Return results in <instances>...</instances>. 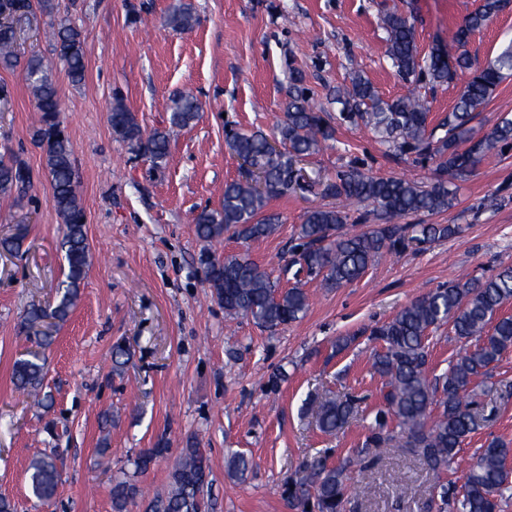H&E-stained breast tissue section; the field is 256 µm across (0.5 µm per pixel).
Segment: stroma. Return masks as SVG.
Here are the masks:
<instances>
[{
	"label": "stroma",
	"instance_id": "stroma-1",
	"mask_svg": "<svg viewBox=\"0 0 512 512\" xmlns=\"http://www.w3.org/2000/svg\"><path fill=\"white\" fill-rule=\"evenodd\" d=\"M190 5L192 27H172L178 2ZM482 0H52L15 23L19 65L0 68V158L22 160L31 185L0 194V239L20 233L21 248L0 251V497L17 512H113L112 477L129 473L141 491L129 512H145L167 491L188 442L206 454L213 485L209 512H301L288 484L315 456L344 463L360 448L368 417L382 401L372 370L380 345L366 335L376 323L451 282L490 277L512 265V148L487 156L457 179L452 207L410 216V223L458 224L459 234L421 252L386 254L357 281L325 288L290 269L296 229L312 207L335 206L324 191L338 170L353 164L388 177L434 182V161L398 155L366 128L340 125L333 140L300 163L311 186L270 199L279 221L269 238L245 242L232 234L206 242L193 218L221 209L224 185L241 179L228 129L271 136L283 116L290 68L301 69L313 106L338 113L331 99L354 73L380 96L404 95L409 85L386 55L383 19L396 11L413 19L421 55L440 47L479 63L512 42V5L466 45L455 34ZM75 27L85 77L71 84L48 33ZM38 58L60 91V119L79 174L90 265L69 317L42 353V390L51 407L33 404L13 382L16 361L35 346L26 325L33 304H48L63 279L59 243L64 225L54 209L42 148L33 139L39 114L23 66ZM192 90L200 117L172 135L161 168L112 131L110 110L121 98L145 132L170 127L171 100ZM248 253L281 271L309 307L299 320L269 331L233 319L210 294L202 252ZM352 344L337 350L340 337ZM130 359L112 365V349ZM356 399L359 414L336 434L314 424L310 401L325 391ZM485 418L460 453L459 468L427 471L408 452L354 471L340 512H436L439 485L463 483L462 466L491 439L512 443V349L479 377L469 394ZM165 453L147 471L132 461L143 450ZM57 450L61 479L41 503L28 491L35 455ZM241 453L253 462L244 479L227 462ZM407 490H400L398 481Z\"/></svg>",
	"mask_w": 512,
	"mask_h": 512
}]
</instances>
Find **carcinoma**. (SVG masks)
<instances>
[{
	"label": "carcinoma",
	"mask_w": 512,
	"mask_h": 512,
	"mask_svg": "<svg viewBox=\"0 0 512 512\" xmlns=\"http://www.w3.org/2000/svg\"><path fill=\"white\" fill-rule=\"evenodd\" d=\"M508 0H483L456 32L463 45L468 36L487 25L503 11ZM195 21L190 7L180 5L169 16V23L189 28ZM387 56L406 80L422 75L430 82L444 84L457 71H470L453 111L438 126L428 128L430 105L426 97L411 92L391 101L382 99L362 75L352 78L351 86L337 92L342 104L340 120L370 129L382 142L391 143L401 153H414L433 159L440 178L421 185L398 177H383L355 165L336 173V181L325 193L368 207L383 223L358 234H341L349 214L339 208L315 207L304 214L298 227L293 264L313 278H321L326 288H337L361 278L374 259L384 252H420L426 246L458 234L457 224H398L408 215L435 213L447 209L455 199L448 179L473 170L484 157L512 145V118H501L480 138L469 123L474 114L492 98L497 87L512 77V42L493 60L476 66L462 52L454 59L440 51L420 56L414 40L413 24L393 12L384 19ZM15 30L0 24V67L11 69L17 62ZM54 51L66 68L72 84L84 79L85 62L79 32L62 26L54 34ZM27 80L41 112L34 138L43 146L52 185V205L66 230L60 243L67 265L66 279L58 288L54 303L34 306L26 313L27 328L40 346L52 342V334L37 327L46 319L58 324L69 316L79 296L80 285L89 267L86 217L78 192V175L73 149L59 118L58 92L43 61L32 58L26 66ZM290 81L284 115L275 138L282 151L268 149V137L258 132L238 131L227 135L226 143L238 157L264 175V187L257 188L250 178L224 185L219 211H203L194 218L195 232L211 241L230 232L243 241L266 238L278 229V218L263 214L269 199L288 194L297 184V160L320 151L333 138L335 128L310 104L305 75L289 68ZM201 112L196 96L183 92L172 100L170 124L181 129L194 123ZM110 122L114 134L158 168L169 152L167 132L145 133L121 99L112 104ZM30 184L28 168L18 160L0 158V193H23ZM212 295L232 318L245 317L273 331L300 319L308 309V296L293 286L278 287L272 273L260 267L246 253L216 259L201 258ZM512 300V266L478 282L452 283L404 306L391 320L370 329V339L382 344L372 363L374 373L384 379L383 402L376 408L356 463L375 453H391L400 448L413 451L430 471L440 473L455 464L467 437L483 426L484 417L463 397L477 377L501 354L512 348V315H502V306ZM451 325L455 336L476 341L449 362L448 370L430 376L425 339L441 325ZM15 385L35 388L43 380V365L37 356L22 359L14 366ZM358 414L351 399H322L314 412L318 428L333 434ZM166 452L150 448L134 460L139 471L147 470ZM512 445L492 440L468 462L462 491L454 493L456 512H496L497 497L512 489ZM252 468L242 454L231 457L228 472L241 478ZM348 467L330 466L324 457L308 462L294 483L293 498H314L318 512H339L348 487ZM60 481L56 459L47 454L34 457L28 468V489L41 502L51 500ZM211 486L207 457L195 442H188L170 476L169 490L154 496L149 512H204ZM139 490L125 478L112 479L113 512H126Z\"/></svg>",
	"instance_id": "1"
}]
</instances>
